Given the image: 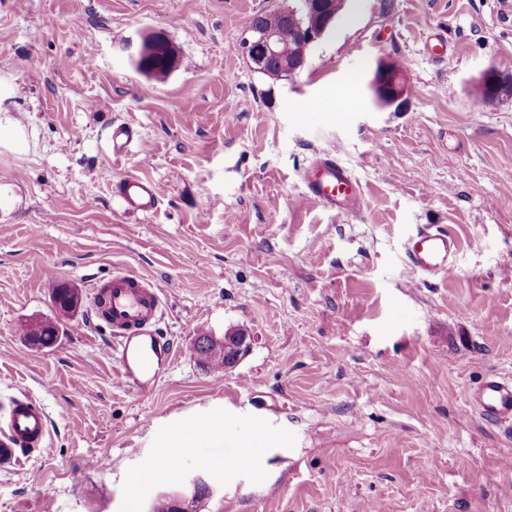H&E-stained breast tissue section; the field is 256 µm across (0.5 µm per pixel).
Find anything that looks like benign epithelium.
Returning a JSON list of instances; mask_svg holds the SVG:
<instances>
[{
	"instance_id": "benign-epithelium-1",
	"label": "benign epithelium",
	"mask_w": 512,
	"mask_h": 512,
	"mask_svg": "<svg viewBox=\"0 0 512 512\" xmlns=\"http://www.w3.org/2000/svg\"><path fill=\"white\" fill-rule=\"evenodd\" d=\"M297 9H283L260 13L251 18L247 25L245 37L239 48L250 66L257 72L275 63L282 70L293 76L301 72L308 61L311 47L321 40L336 21V3L346 4L347 0H299ZM293 22L299 26L298 42L295 55L288 58L282 55L280 46L281 29ZM164 47L169 72L177 66V50L163 33L152 31L142 35L133 64H139L149 57L158 47ZM484 90L494 101L499 98L505 87L500 72L491 67L483 76ZM374 104L379 108L400 109L406 101L408 84L404 75L397 71L394 63L388 60L379 62L374 77L370 82ZM215 352L224 356V362L235 364L249 351L252 336L241 328H229L224 335L213 337Z\"/></svg>"
}]
</instances>
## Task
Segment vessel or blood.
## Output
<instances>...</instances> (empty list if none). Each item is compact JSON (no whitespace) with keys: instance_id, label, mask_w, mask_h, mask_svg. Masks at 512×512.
Returning a JSON list of instances; mask_svg holds the SVG:
<instances>
[{"instance_id":"obj_1","label":"vessel or blood","mask_w":512,"mask_h":512,"mask_svg":"<svg viewBox=\"0 0 512 512\" xmlns=\"http://www.w3.org/2000/svg\"><path fill=\"white\" fill-rule=\"evenodd\" d=\"M309 196L323 205L356 215L363 208L360 184L334 155L318 158L303 175ZM128 210L148 212L161 197L160 186L151 180L127 177L115 185ZM458 239L446 226L420 229L410 240L405 257L418 274L453 275ZM161 291L140 275L121 270L92 289L91 310L97 322L108 328L113 342L111 355L123 386L136 383L138 365L154 356L174 362L172 342L162 336L158 323L163 314ZM473 407L487 420L512 425V380L486 376L470 396ZM48 418L43 406L29 396L14 399L0 424V468L13 470L33 452L44 447Z\"/></svg>"}]
</instances>
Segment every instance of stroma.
<instances>
[{
  "mask_svg": "<svg viewBox=\"0 0 512 512\" xmlns=\"http://www.w3.org/2000/svg\"><path fill=\"white\" fill-rule=\"evenodd\" d=\"M298 5L0 0V115L25 132L0 146V420L22 391L49 420L43 450L0 470V512H146L194 472L214 495L193 512H512V431L467 402L486 375L512 377V91L477 103L487 68L512 75V0H351L301 73L268 80L238 41L253 15ZM146 30L178 50L168 78L132 64ZM384 58L408 82L398 111L370 100ZM331 151L363 187L359 216L306 193ZM126 177L161 186L153 212L113 193ZM427 224L460 241L452 276L406 262ZM117 269L166 298L177 358L143 393L89 316ZM61 283L80 304L32 349L20 327L54 316ZM232 327L254 341L219 375L192 345ZM215 413L222 447L131 488L176 424ZM253 427L266 458L209 465Z\"/></svg>",
  "mask_w": 512,
  "mask_h": 512,
  "instance_id": "35a3bbf8",
  "label": "stroma"
}]
</instances>
